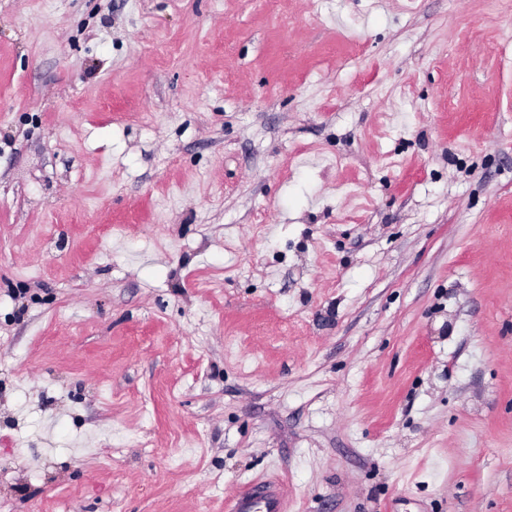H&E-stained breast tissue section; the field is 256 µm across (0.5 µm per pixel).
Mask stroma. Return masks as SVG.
<instances>
[{"label":"stroma","instance_id":"35a3bbf8","mask_svg":"<svg viewBox=\"0 0 512 512\" xmlns=\"http://www.w3.org/2000/svg\"><path fill=\"white\" fill-rule=\"evenodd\" d=\"M512 512V0H0V512ZM230 512H287L279 482L264 480L235 495Z\"/></svg>","mask_w":512,"mask_h":512}]
</instances>
